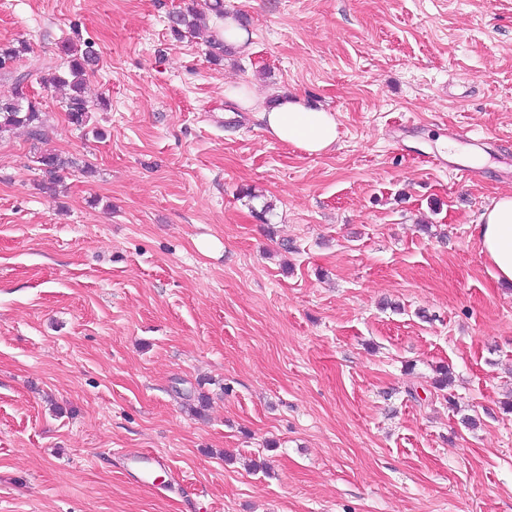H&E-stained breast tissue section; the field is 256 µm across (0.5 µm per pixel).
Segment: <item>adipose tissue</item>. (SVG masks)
I'll return each mask as SVG.
<instances>
[{
	"instance_id": "1",
	"label": "adipose tissue",
	"mask_w": 512,
	"mask_h": 512,
	"mask_svg": "<svg viewBox=\"0 0 512 512\" xmlns=\"http://www.w3.org/2000/svg\"><path fill=\"white\" fill-rule=\"evenodd\" d=\"M228 100L255 112L272 140L289 144L308 155L328 152L337 140L334 113L307 108L299 98L278 97L270 105L258 103L252 92L228 90ZM474 233L490 262L489 273L499 284L512 287V195L492 199Z\"/></svg>"
}]
</instances>
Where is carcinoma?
Wrapping results in <instances>:
<instances>
[{"instance_id":"1","label":"carcinoma","mask_w":512,"mask_h":512,"mask_svg":"<svg viewBox=\"0 0 512 512\" xmlns=\"http://www.w3.org/2000/svg\"><path fill=\"white\" fill-rule=\"evenodd\" d=\"M224 17V0H206L204 7L194 6L175 11L170 16L171 30L174 34H195L206 24L207 15ZM210 56L215 61L224 59V55L232 53V48L224 44L218 34L211 33L207 40ZM29 51L24 41L0 44V79H7L14 84V97L0 100V134L14 128L27 130L29 139L42 142L45 136V112L40 102L28 96L26 89L34 82L45 88L68 87L69 92L62 99V108L66 112L68 122L83 128L91 120V109L84 95L86 75L94 69L97 56L92 47L81 53L69 54L65 70L43 73L37 69L19 70L18 61ZM42 180L39 187L45 193H55L61 182L62 173L75 165L71 158H64L58 153L44 151L37 157Z\"/></svg>"}]
</instances>
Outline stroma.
Returning <instances> with one entry per match:
<instances>
[{"label": "stroma", "instance_id": "35a3bbf8", "mask_svg": "<svg viewBox=\"0 0 512 512\" xmlns=\"http://www.w3.org/2000/svg\"><path fill=\"white\" fill-rule=\"evenodd\" d=\"M192 3L0 0L23 65L99 55L88 127L29 89L56 195L0 135V512H512V288L474 235L512 193V0H224L220 62L170 29ZM230 87L335 112L333 149ZM456 125L485 151L435 165ZM208 40L206 41L210 48V56L214 61H220L224 59V54L232 53L233 49L226 44L224 41L232 46L236 51L243 52L249 49L247 39V31L239 26L238 23L232 21L231 18H225L224 20V31L222 36L224 40L218 37V34L210 32ZM228 100L256 112L265 134L274 141L290 144L308 155L328 152L337 140L334 112L307 108L299 98L279 96L270 105H260L251 91L229 89ZM39 163V170L42 172V180L39 187L45 193H56L57 186L61 182L64 171L73 167L76 162L71 158H64L61 154L51 151L41 152L36 158ZM123 465L130 475L149 484L156 469L165 466V460L153 452H134L124 457Z\"/></svg>", "mask_w": 512, "mask_h": 512}]
</instances>
